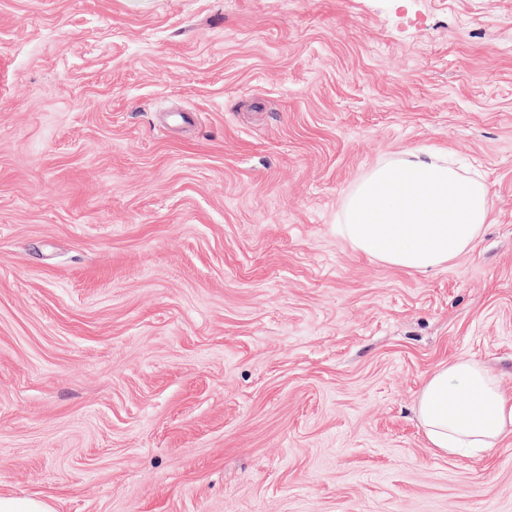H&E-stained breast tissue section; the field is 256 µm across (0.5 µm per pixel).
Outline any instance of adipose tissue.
<instances>
[{"mask_svg":"<svg viewBox=\"0 0 512 512\" xmlns=\"http://www.w3.org/2000/svg\"><path fill=\"white\" fill-rule=\"evenodd\" d=\"M487 184L437 151L378 162L348 190L338 231L352 249L397 268L427 272L467 254L489 222ZM430 449L472 457L512 435V398L468 355L440 364L414 408Z\"/></svg>","mask_w":512,"mask_h":512,"instance_id":"1","label":"adipose tissue"}]
</instances>
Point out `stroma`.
Returning <instances> with one entry per match:
<instances>
[{"label":"stroma","instance_id":"obj_1","mask_svg":"<svg viewBox=\"0 0 512 512\" xmlns=\"http://www.w3.org/2000/svg\"><path fill=\"white\" fill-rule=\"evenodd\" d=\"M484 175L468 255L337 233L362 173ZM468 354L512 397V0H0V493L55 512H512V438L414 412Z\"/></svg>","mask_w":512,"mask_h":512}]
</instances>
